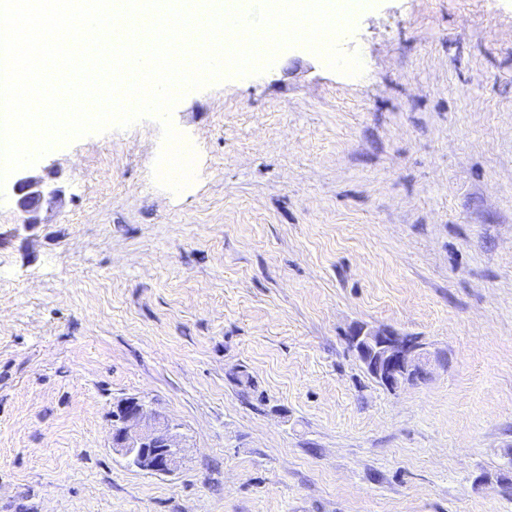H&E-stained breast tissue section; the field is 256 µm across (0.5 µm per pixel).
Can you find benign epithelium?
I'll use <instances>...</instances> for the list:
<instances>
[{
	"label": "benign epithelium",
	"mask_w": 512,
	"mask_h": 512,
	"mask_svg": "<svg viewBox=\"0 0 512 512\" xmlns=\"http://www.w3.org/2000/svg\"><path fill=\"white\" fill-rule=\"evenodd\" d=\"M14 191L18 196L17 228L28 232L41 224V209L62 195L60 187L24 168L16 170ZM348 341L367 372L389 391L421 383L429 375L434 355L415 336L356 323L349 330ZM112 447L130 466L152 474L172 472L182 455L175 427L160 421L138 397H128L117 405Z\"/></svg>",
	"instance_id": "7a95c632"
}]
</instances>
